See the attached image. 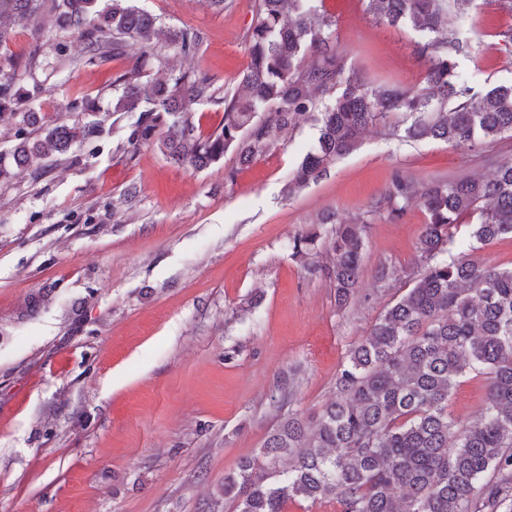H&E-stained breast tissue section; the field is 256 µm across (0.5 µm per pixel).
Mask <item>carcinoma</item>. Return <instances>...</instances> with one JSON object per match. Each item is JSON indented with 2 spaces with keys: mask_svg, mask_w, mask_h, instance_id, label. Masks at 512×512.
I'll list each match as a JSON object with an SVG mask.
<instances>
[{
  "mask_svg": "<svg viewBox=\"0 0 512 512\" xmlns=\"http://www.w3.org/2000/svg\"><path fill=\"white\" fill-rule=\"evenodd\" d=\"M94 2L0 0V19L46 11L57 28L82 33L90 63L140 45L141 61L116 78L121 91L112 107L121 116L136 115L126 154L156 141L179 166L203 169L231 151L247 167L280 146L285 134L313 122L319 135L296 169L293 190L326 177L369 129L396 134L398 113L409 140L471 149L512 139V85L479 93L456 73V59L470 44L454 25L474 0H365L378 24L420 34L425 86L416 90L367 80L339 43L324 0H255L244 35L250 64L240 84L246 93L224 95L223 119L206 134L192 122L191 107L217 100L220 87L201 64L199 33L182 28L172 35L169 47L192 65L145 89L140 79L157 18L129 0L97 11ZM6 67L18 62L0 61V116L19 118V127L17 143L0 152V178L16 170L36 174L98 132L83 95L69 101L71 125L24 111L43 88L5 73ZM415 201L426 214L419 248L428 258L445 251L462 227L482 245L512 237V157L489 177L420 184L396 174L370 212L397 221ZM317 223L335 229L294 238L292 257L322 273L342 311L360 287L361 226L330 214ZM471 374L486 381L485 404L475 422L462 424L448 412V400ZM290 500L311 507L334 500L340 512H512V267L467 253L427 265L349 350L322 411L311 420L288 413L257 453L224 474V512H284Z\"/></svg>",
  "mask_w": 512,
  "mask_h": 512,
  "instance_id": "1",
  "label": "carcinoma"
}]
</instances>
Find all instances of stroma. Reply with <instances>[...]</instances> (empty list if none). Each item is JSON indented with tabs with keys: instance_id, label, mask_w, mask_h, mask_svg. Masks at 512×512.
Returning <instances> with one entry per match:
<instances>
[{
	"instance_id": "35a3bbf8",
	"label": "stroma",
	"mask_w": 512,
	"mask_h": 512,
	"mask_svg": "<svg viewBox=\"0 0 512 512\" xmlns=\"http://www.w3.org/2000/svg\"><path fill=\"white\" fill-rule=\"evenodd\" d=\"M136 4L160 27L150 79L187 70L164 46L187 26L201 34L218 85L239 91L253 0H225L220 11L207 0ZM326 8L371 80L423 86L417 33L376 24L362 0ZM471 14L480 24L460 36L480 50L458 56V75L477 92L512 84V53L494 35L507 16L488 0H475ZM7 29L8 52L41 47L34 110L68 122L71 98L90 96L99 132L69 160L0 184V512H224L225 472L289 411L310 418L322 409L350 348L426 265L420 203L395 222L368 212L391 176H487L512 156V140L468 151L374 129L327 178L291 193L318 137L308 123L228 184L231 153L201 170L171 163L155 143L120 156L131 119L115 118L112 81L138 60V46L73 67L54 45L84 56L76 36L17 21ZM130 186L137 196L126 203ZM325 211L364 225L361 284L343 311L289 248ZM483 405L484 382L470 376L448 400L464 424Z\"/></svg>"
}]
</instances>
